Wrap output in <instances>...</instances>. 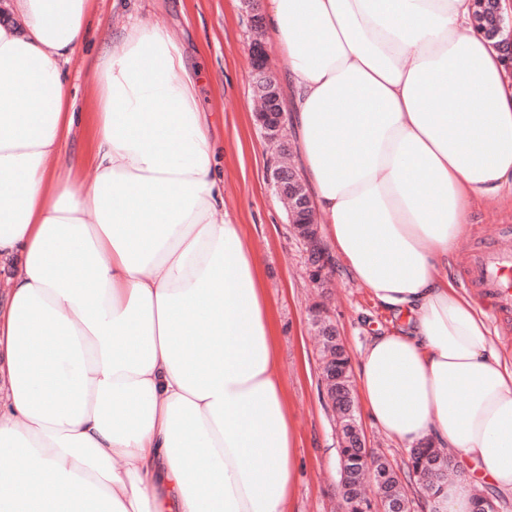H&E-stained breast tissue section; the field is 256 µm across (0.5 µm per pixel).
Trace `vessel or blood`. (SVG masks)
I'll use <instances>...</instances> for the list:
<instances>
[{"label": "vessel or blood", "instance_id": "obj_1", "mask_svg": "<svg viewBox=\"0 0 512 512\" xmlns=\"http://www.w3.org/2000/svg\"><path fill=\"white\" fill-rule=\"evenodd\" d=\"M463 283L489 300L498 314H512V231L499 230L470 252Z\"/></svg>", "mask_w": 512, "mask_h": 512}]
</instances>
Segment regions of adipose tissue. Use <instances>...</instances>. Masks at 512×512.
I'll use <instances>...</instances> for the list:
<instances>
[{"instance_id":"obj_1","label":"adipose tissue","mask_w":512,"mask_h":512,"mask_svg":"<svg viewBox=\"0 0 512 512\" xmlns=\"http://www.w3.org/2000/svg\"><path fill=\"white\" fill-rule=\"evenodd\" d=\"M94 0L0 13V512H288L297 437L260 256L171 33L131 24L67 71ZM287 126L330 248L403 326L362 354L364 408L512 496V362L441 271L473 202L512 188V73L473 0H262ZM83 125L90 171L63 145Z\"/></svg>"}]
</instances>
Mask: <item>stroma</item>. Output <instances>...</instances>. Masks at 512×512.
I'll return each mask as SVG.
<instances>
[{
	"label": "stroma",
	"mask_w": 512,
	"mask_h": 512,
	"mask_svg": "<svg viewBox=\"0 0 512 512\" xmlns=\"http://www.w3.org/2000/svg\"><path fill=\"white\" fill-rule=\"evenodd\" d=\"M112 2L94 0L86 41L68 67L75 109L93 111L89 82L95 65L111 46L113 34L130 20L177 34L188 63L199 75V106L211 120L213 139L224 148V206L263 257L280 368L298 434L297 484L289 512H345L340 495L341 439L320 379L309 311L314 303L324 304L355 365L370 337L391 329L394 319L341 271H334L322 286L306 275L304 247L267 180L273 148L255 124L249 78L251 31L241 0H131L126 14L116 12ZM501 227L512 228V194L505 191L483 198L471 212L449 269L455 286L463 284L468 253Z\"/></svg>",
	"instance_id": "stroma-1"
}]
</instances>
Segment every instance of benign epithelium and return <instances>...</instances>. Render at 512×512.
I'll use <instances>...</instances> for the list:
<instances>
[{
    "label": "benign epithelium",
    "instance_id": "obj_1",
    "mask_svg": "<svg viewBox=\"0 0 512 512\" xmlns=\"http://www.w3.org/2000/svg\"><path fill=\"white\" fill-rule=\"evenodd\" d=\"M259 0H243L250 13L254 38L251 47L250 74L254 92L259 101L255 119L263 136L278 144L279 153L286 157L292 151L291 143L285 132V117L279 86L274 75L268 70L266 46L259 37L262 27V15L258 8ZM497 19V34L504 35L501 45L503 62L512 71V19L502 15L501 0H490ZM269 181L274 193L289 207L297 222L304 225L305 232L300 235L307 254V273L317 283H324L333 272L334 263L320 243L318 223L310 205L309 194L303 192L296 179V170L284 163L276 162L269 169ZM312 324L320 335L337 338L336 328L315 309Z\"/></svg>",
    "mask_w": 512,
    "mask_h": 512
}]
</instances>
